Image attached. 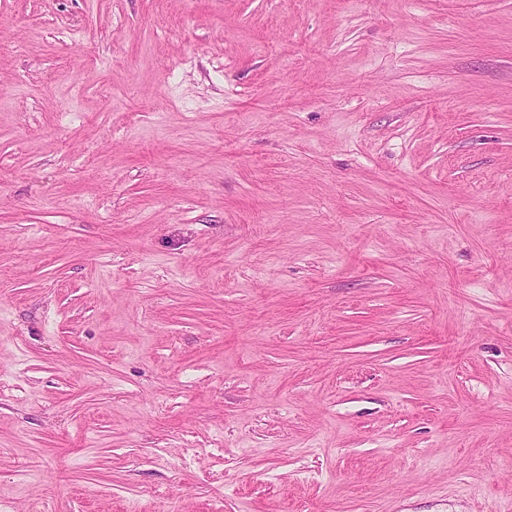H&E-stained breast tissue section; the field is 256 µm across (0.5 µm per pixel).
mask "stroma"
Wrapping results in <instances>:
<instances>
[{
	"label": "stroma",
	"mask_w": 512,
	"mask_h": 512,
	"mask_svg": "<svg viewBox=\"0 0 512 512\" xmlns=\"http://www.w3.org/2000/svg\"><path fill=\"white\" fill-rule=\"evenodd\" d=\"M0 512H512V0H0Z\"/></svg>",
	"instance_id": "obj_1"
}]
</instances>
